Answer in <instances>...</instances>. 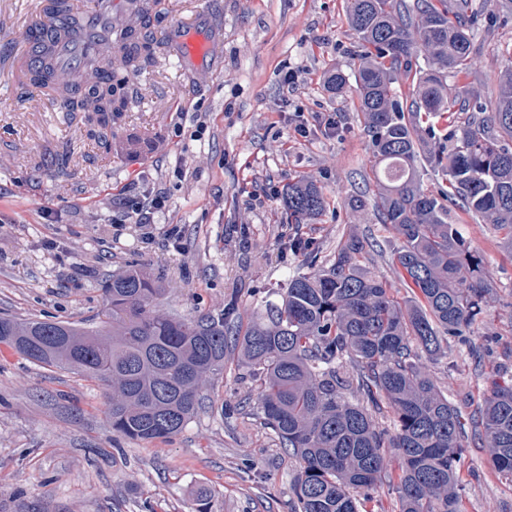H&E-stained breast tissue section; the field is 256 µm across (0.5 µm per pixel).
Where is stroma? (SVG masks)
<instances>
[{"label": "stroma", "mask_w": 512, "mask_h": 512, "mask_svg": "<svg viewBox=\"0 0 512 512\" xmlns=\"http://www.w3.org/2000/svg\"><path fill=\"white\" fill-rule=\"evenodd\" d=\"M43 4L0 0V314L95 325L105 274L136 262L171 286L168 310L217 317L232 297L246 321L307 272L286 249L293 236L314 241L323 266L349 236L364 238L361 265L411 300L392 262L398 237L374 207L347 205L367 195L373 174L356 98L332 96L322 81L329 69L358 68L344 0H154L162 52L130 73L129 109L103 144L85 113L18 66ZM198 14L217 27L214 67L202 74L182 70L165 40ZM487 14L467 79L485 102L512 58V0ZM301 176L328 206L314 223L288 225L282 192ZM155 194L164 212L135 223L137 204ZM456 222L497 286L466 340L420 364L468 413L492 370L512 374V252L491 225ZM203 393L177 436L133 441L113 433L99 382L0 344V512H291L298 464L264 423L251 366L229 354ZM460 479L462 512H512V481L488 449L468 448Z\"/></svg>", "instance_id": "stroma-1"}]
</instances>
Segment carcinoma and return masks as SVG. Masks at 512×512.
Returning a JSON list of instances; mask_svg holds the SVG:
<instances>
[{
	"label": "carcinoma",
	"instance_id": "1",
	"mask_svg": "<svg viewBox=\"0 0 512 512\" xmlns=\"http://www.w3.org/2000/svg\"><path fill=\"white\" fill-rule=\"evenodd\" d=\"M66 0H48L40 26L60 38L55 14ZM350 30L361 47L354 79L323 75L328 91L355 92L374 159L373 205L401 240L397 267L417 301L400 305L386 284L358 264L366 242L348 237L335 261L318 266L308 240H288L310 272L288 279L280 301L246 330L224 314L179 316L161 309L160 277L130 262L102 282L106 304L93 327L67 321L0 316V343L46 367L71 369L110 390L113 432L134 440L179 434L202 405L201 390L236 351L258 376L263 420L299 463L293 512H362L386 476L398 512H461L460 462L468 437L490 449L495 470L512 480V378L492 380L471 418L422 371L419 353H441L484 313L495 288L481 256L454 227L458 210L508 231L512 246V66L487 105L448 84L472 70V38L484 11L473 0H345ZM154 15L100 47L95 73L78 77L48 61L34 84L75 112H89L99 134L127 112L117 67L139 69L156 58ZM425 65H420L419 59ZM412 80V94L393 88ZM461 111L464 126L429 145L435 120ZM422 161L448 188L424 187ZM292 224L317 219L327 202L301 177L283 196ZM390 408L394 431L377 414Z\"/></svg>",
	"mask_w": 512,
	"mask_h": 512
}]
</instances>
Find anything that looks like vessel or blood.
I'll use <instances>...</instances> for the list:
<instances>
[{
    "instance_id": "b4317fda",
    "label": "vessel or blood",
    "mask_w": 512,
    "mask_h": 512,
    "mask_svg": "<svg viewBox=\"0 0 512 512\" xmlns=\"http://www.w3.org/2000/svg\"><path fill=\"white\" fill-rule=\"evenodd\" d=\"M146 7V0H97V6L89 13L85 29L79 36L51 44L54 59L68 63L78 71L89 67L100 45V34L131 26ZM172 43L180 63L199 70L206 69L211 44L203 18H196L182 27Z\"/></svg>"
}]
</instances>
